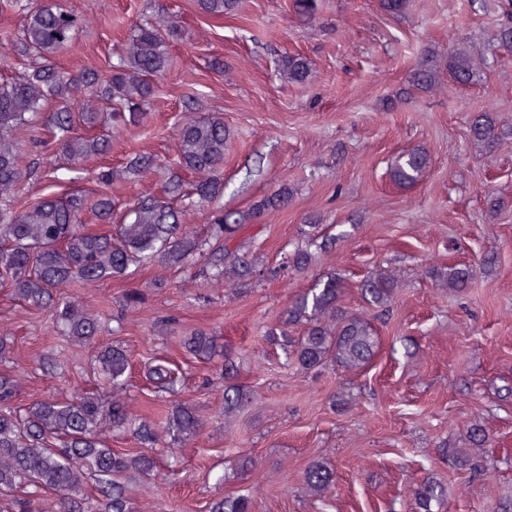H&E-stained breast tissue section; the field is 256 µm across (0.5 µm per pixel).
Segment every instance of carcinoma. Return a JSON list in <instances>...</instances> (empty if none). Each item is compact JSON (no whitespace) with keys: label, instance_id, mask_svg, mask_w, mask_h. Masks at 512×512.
<instances>
[{"label":"carcinoma","instance_id":"1","mask_svg":"<svg viewBox=\"0 0 512 512\" xmlns=\"http://www.w3.org/2000/svg\"><path fill=\"white\" fill-rule=\"evenodd\" d=\"M198 11L212 19L233 14L238 0H196ZM294 13L311 22L318 0H293ZM86 19L59 4L36 5L26 12L16 38L7 50L27 62L17 74L0 79V197L7 200L38 176L40 162L24 168L22 141L38 118L43 135L28 140L51 143L66 170L81 172L91 158L112 153L110 124L138 126L156 97L157 80L171 65L170 48L182 40L181 25L170 18L162 24L134 25L116 63L106 73L84 69L76 74L58 70L52 60L70 50ZM493 41L512 49V0H499ZM487 60L466 42L433 56L412 74L401 95L433 87L443 71L460 85L472 83ZM280 76L290 84L309 83L312 62L300 54L279 60ZM58 103L55 112L41 116V107ZM472 138L490 151L512 140V125L494 112L478 113L470 126ZM177 159L168 168L160 190L147 193L127 207L112 196V183L137 179L162 168L153 154L137 153L119 167H103L98 180L104 189L89 196L80 191L45 195L22 210L0 208V291L33 313H51L57 334L84 346L102 335V315L74 288H91L127 277L133 266L165 269L198 268L211 288L237 296L255 286L265 265L243 251L238 235L251 220L288 205L293 191L287 186L253 202L246 211H216L210 235L187 229L184 216L193 206L217 201L224 194L226 130L220 118L189 119L177 131ZM431 166L423 147L401 152L390 167L391 181L400 187L416 185ZM92 214L96 225L83 222ZM323 224L308 225L306 248L288 255L287 267L307 272L317 255L336 250V235ZM438 286L464 293L474 279L473 268L450 264L430 270ZM345 278L330 273L290 301L278 323L266 332V341L279 347L298 371L308 373L333 363L347 372L369 365L378 352V336L370 319L342 306ZM367 306L379 315L393 307L398 288L395 275L374 268L359 283ZM302 328L301 336L291 329ZM185 354L196 361L222 357L224 418L237 416L253 403L255 392L239 381L240 362L224 350L217 334L197 329L182 341ZM18 342L13 332L0 330V500L11 512H40L39 496L53 497L57 512H135L127 478L149 477L157 458L143 452L163 436L190 445L206 421L196 405L174 401L185 380L180 365L155 355L141 364L157 413L135 414L128 405L133 361L127 346L110 342L92 354L96 380L93 388L72 400L35 399L18 405L22 382L15 370ZM129 434L140 451L114 448L108 435ZM471 448L438 446L442 459L458 470L486 474L475 448L489 442L478 424L469 433ZM333 469L321 459L311 460L303 473L307 495L326 496L334 484ZM32 488L22 498L18 492ZM454 492L429 476L409 490L411 512H441ZM208 512H252L244 496L214 499Z\"/></svg>","mask_w":512,"mask_h":512}]
</instances>
